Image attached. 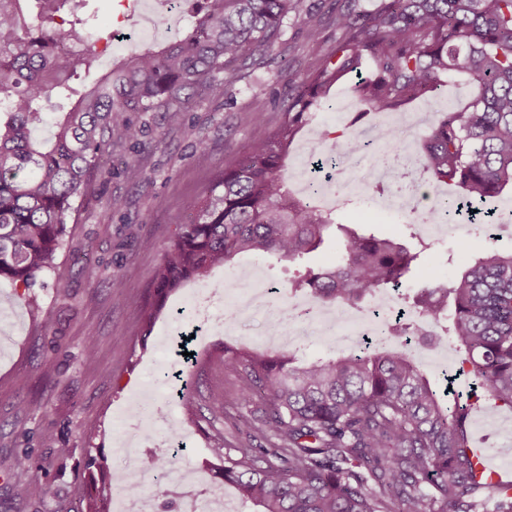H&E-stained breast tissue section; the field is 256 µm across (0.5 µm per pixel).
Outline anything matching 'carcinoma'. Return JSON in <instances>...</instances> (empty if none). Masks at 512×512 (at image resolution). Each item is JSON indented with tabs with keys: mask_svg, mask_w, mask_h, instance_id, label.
<instances>
[{
	"mask_svg": "<svg viewBox=\"0 0 512 512\" xmlns=\"http://www.w3.org/2000/svg\"><path fill=\"white\" fill-rule=\"evenodd\" d=\"M185 31L173 41L118 60L79 90L72 81L96 65L87 43L86 0H0V279L30 289L55 265L75 202L90 183L112 178L101 166L114 139L136 142L132 112H166L182 123L195 96L224 98L260 65L299 0H194ZM345 0L304 20L310 38L336 29V46L313 69L286 64L296 90L283 119L224 167L177 224L153 279V303L139 312L154 324L157 303L185 280L203 279L244 254L294 263L336 242L329 267H298L288 290L314 302L359 305L392 290L409 312L441 329L474 390L512 409V250L496 246L470 258L446 284L400 292L416 252L395 238L357 233L293 197L287 159L311 112L331 89L356 75L360 103L391 112L437 89L440 76L463 71L478 94L466 111L446 109L422 136L419 164L432 189L456 183L468 203L512 193V0H378L373 10ZM371 61V76L360 77ZM68 100L46 140L45 102ZM371 138L397 154V127L373 123ZM361 129L345 127L338 154L356 158ZM423 336L398 320L369 349L303 361L294 354L224 348V367L239 379L206 422L224 457L218 478L255 512H512V496L477 478L469 452V402L448 403L409 349ZM262 416L230 442L215 424L235 410ZM139 466L158 472L154 496L173 506L175 461L153 448ZM99 484L85 512H110L112 459L89 456Z\"/></svg>",
	"mask_w": 512,
	"mask_h": 512,
	"instance_id": "carcinoma-1",
	"label": "carcinoma"
}]
</instances>
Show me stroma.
Wrapping results in <instances>:
<instances>
[{
  "label": "stroma",
  "instance_id": "1",
  "mask_svg": "<svg viewBox=\"0 0 512 512\" xmlns=\"http://www.w3.org/2000/svg\"><path fill=\"white\" fill-rule=\"evenodd\" d=\"M87 11L92 16L89 32L96 37L116 27L117 15H124L125 27L134 32L146 17L140 7L123 11L118 0H90ZM335 44V29H322L312 40L301 18L288 16L262 63L232 86L229 102L201 100L179 126L168 125L161 112L133 113V120L144 127L146 147L136 151L126 143L113 146L119 172L108 182L89 186L87 195L95 205L73 213L55 269L28 290L0 281V512H82V492L92 485L87 455L108 454L113 473H125L129 462L118 448L140 430L152 436L154 447L176 448L179 470H201L211 458L210 437L198 420H188L180 394L193 395L199 416L208 414L216 400L233 399L238 379L224 369V348L262 350L271 321L262 313L243 316L227 330L203 336L195 365L183 367L174 341L201 320L194 306L199 282L186 283L168 299L150 336L138 337V312L150 296L153 272L172 230L188 221L195 200L215 175L282 118L292 94L280 75L282 60L313 66ZM273 90L277 107L256 111V101ZM476 93L475 83L459 73L445 80L441 98L413 100L387 118L422 132L436 120L442 104L461 109ZM330 103L304 126L299 149L316 139L319 129L343 132L344 114L358 110L346 84L333 90ZM382 155L378 144H370L337 176L336 222L405 238L414 214L435 215L440 194L461 192L455 185L439 193L428 191L422 173L412 171L402 182L383 181L387 196L410 199L409 209L377 213L380 194L357 191L352 180ZM109 198L118 201V209L106 207ZM470 226L463 236H428L431 248L415 269L413 284L446 281L467 258L491 246L512 248V238L496 242L490 228ZM144 239L152 241V248L141 247ZM252 269L281 286L276 304L287 302L283 288L292 266L263 255L238 258L210 278L231 285L241 271ZM60 277L70 285L68 295L55 291ZM115 279L120 287H112ZM90 335L97 342L91 360L84 354ZM479 412L486 424L476 436L478 446L504 459L512 447V410L484 401ZM20 459L25 467H17ZM17 483L27 485V495H15Z\"/></svg>",
  "mask_w": 512,
  "mask_h": 512
}]
</instances>
